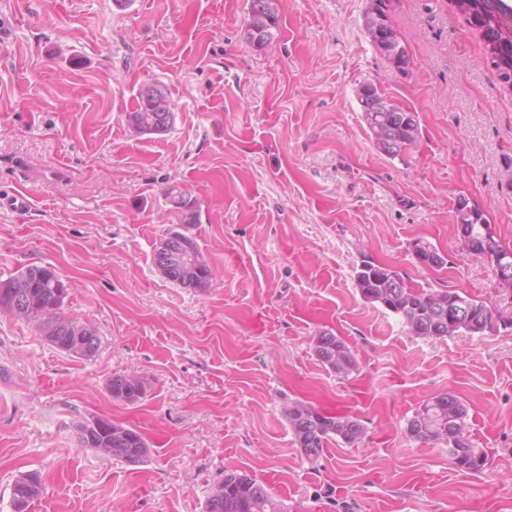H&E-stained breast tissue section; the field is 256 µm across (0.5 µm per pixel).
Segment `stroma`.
Instances as JSON below:
<instances>
[{
    "mask_svg": "<svg viewBox=\"0 0 512 512\" xmlns=\"http://www.w3.org/2000/svg\"><path fill=\"white\" fill-rule=\"evenodd\" d=\"M368 3L276 0L280 34L257 51L243 36L246 0H0V279L53 266L65 312L101 339L94 358H75L0 310V512L31 470L43 482L36 512H202L228 470L278 472L290 512H512V332L417 338L355 286L369 257L416 287L504 299L456 224L467 201L512 248V88L453 0H389L403 72L367 36ZM157 82L174 125L136 133L125 114ZM364 83L417 113L421 136L402 157L376 148L356 97ZM20 183L24 209L10 202ZM172 185L198 204L204 291L153 264L182 220ZM418 239L448 264L420 265ZM316 300L357 360L349 376L313 351L328 326L295 321ZM265 307L277 322L251 331L248 315ZM116 372L141 377L145 398H112ZM446 392L489 451L483 472L405 433ZM303 395L350 410L365 440L331 443L310 464L284 416ZM89 412L132 424L148 462L81 447L71 423Z\"/></svg>",
    "mask_w": 512,
    "mask_h": 512,
    "instance_id": "35a3bbf8",
    "label": "stroma"
}]
</instances>
